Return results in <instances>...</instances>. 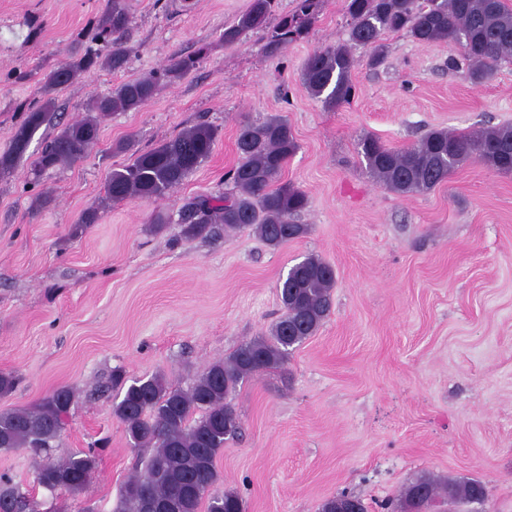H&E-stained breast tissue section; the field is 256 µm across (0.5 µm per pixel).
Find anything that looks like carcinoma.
I'll return each instance as SVG.
<instances>
[{
	"label": "carcinoma",
	"mask_w": 512,
	"mask_h": 512,
	"mask_svg": "<svg viewBox=\"0 0 512 512\" xmlns=\"http://www.w3.org/2000/svg\"><path fill=\"white\" fill-rule=\"evenodd\" d=\"M276 0H251L250 7L224 29V44L235 43L250 31H264L267 45L286 47L301 39L317 19L324 0H295L291 12L269 24ZM348 38L337 47L310 54L302 66V81L314 98L338 108L353 96L351 75L359 65L356 51L367 52L376 68L385 59L384 36L405 33L413 42L431 46L448 43L459 48L466 76L478 86L488 81L503 62L512 63V7L505 0H346ZM131 17L125 0H110L97 19V46L51 70L40 88L41 97L19 106L22 120L8 149L0 154V173L21 161L38 130L55 119L51 93L92 68L114 71L125 66V47ZM208 47L180 56L162 71L117 87L111 95L90 101L87 115L65 126L30 162L38 178L85 156L97 141L102 120L113 112L145 106L158 85L173 82L194 70ZM219 130L201 121L148 150L131 163L112 170L105 199H163L212 154ZM366 169L378 183L401 195L427 194L446 182L463 163L512 172V126L490 127L474 133L430 130L412 146L396 150L375 136L359 143ZM236 164L227 172L230 192L197 195L178 211L180 236L185 241L224 238L246 231L276 249L308 233L299 222L307 209L304 192L279 179L299 149L288 121L270 117L248 122L235 141ZM336 274L323 259L308 255L292 266L279 287L282 314L267 334L242 343L229 357L219 358L187 389L162 375L128 380L112 372V385L121 399L112 414L123 425L141 467L122 487L112 512H246L243 497L234 490L212 493L219 483L216 459L226 443L240 433V417L228 397L245 380L283 368L288 354L314 335L329 316ZM74 391L59 386L36 404L0 412V454L19 451L43 457L35 483L50 491L81 493L95 471L94 449L53 451L74 404ZM484 483L475 478L421 476L406 485L392 512H460L486 497ZM351 500L355 512H367L363 500L342 492L326 499L320 512H336L339 502ZM0 512H39L34 498L22 492L11 475L0 473Z\"/></svg>",
	"instance_id": "cac0c4a2"
}]
</instances>
